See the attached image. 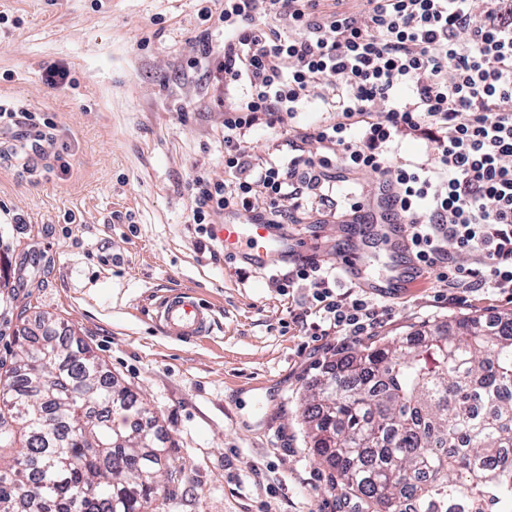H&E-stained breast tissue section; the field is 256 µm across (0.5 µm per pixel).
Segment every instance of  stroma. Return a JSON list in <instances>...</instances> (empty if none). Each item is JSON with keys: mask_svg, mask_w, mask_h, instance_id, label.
<instances>
[{"mask_svg": "<svg viewBox=\"0 0 512 512\" xmlns=\"http://www.w3.org/2000/svg\"><path fill=\"white\" fill-rule=\"evenodd\" d=\"M196 0H0V99L51 118L67 170L24 167L0 134V363L44 313L69 325L151 411L176 478L154 512H348L335 473L309 447L303 398L321 366L464 316L495 321L512 297L456 300L425 278L367 295L376 324L342 336L268 273L225 261L191 224L196 171L224 178L220 90L190 70L204 30ZM149 47H141V39ZM70 83L52 89L48 65ZM286 232L325 265L347 248L341 219L314 206ZM175 289L208 301L195 343L151 319Z\"/></svg>", "mask_w": 512, "mask_h": 512, "instance_id": "35a3bbf8", "label": "stroma"}]
</instances>
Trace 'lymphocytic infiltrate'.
<instances>
[{
    "label": "lymphocytic infiltrate",
    "instance_id": "1",
    "mask_svg": "<svg viewBox=\"0 0 512 512\" xmlns=\"http://www.w3.org/2000/svg\"><path fill=\"white\" fill-rule=\"evenodd\" d=\"M202 21L188 68L224 86L223 181L196 173L192 221L246 215L294 224L307 201L332 202L329 172L372 173L386 205L344 210L362 223L405 224L422 275L453 289L512 292V0H222ZM314 102L332 122L300 125ZM256 131L285 136L286 158L256 162ZM426 142L428 163L389 162L401 138ZM474 256L457 265L452 251ZM282 292L306 288L331 328L360 336L367 302L339 296L342 271L294 256Z\"/></svg>",
    "mask_w": 512,
    "mask_h": 512
}]
</instances>
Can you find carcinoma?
Segmentation results:
<instances>
[{
	"mask_svg": "<svg viewBox=\"0 0 512 512\" xmlns=\"http://www.w3.org/2000/svg\"><path fill=\"white\" fill-rule=\"evenodd\" d=\"M23 331L1 371L0 512L24 479L41 512H143L168 478L149 414L56 323ZM102 407L87 411V402ZM314 451L369 512H512V316L394 338L327 365L307 399Z\"/></svg>",
	"mask_w": 512,
	"mask_h": 512,
	"instance_id": "carcinoma-1",
	"label": "carcinoma"
}]
</instances>
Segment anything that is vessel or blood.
Returning <instances> with one entry per match:
<instances>
[{"label":"vessel or blood","instance_id":"obj_1","mask_svg":"<svg viewBox=\"0 0 512 512\" xmlns=\"http://www.w3.org/2000/svg\"><path fill=\"white\" fill-rule=\"evenodd\" d=\"M215 231L225 256L257 269L264 270L287 259L292 249L288 237L270 224L229 220L216 225ZM373 246L383 248L395 264L392 275L377 283L366 278L361 265L363 249ZM416 266V261L404 248L400 227L396 224L363 225L351 255L342 264L352 279L383 294L401 287L407 277L414 275ZM154 311L155 320L163 331L179 340L197 339L212 327L211 306L190 291H180L160 300Z\"/></svg>","mask_w":512,"mask_h":512}]
</instances>
